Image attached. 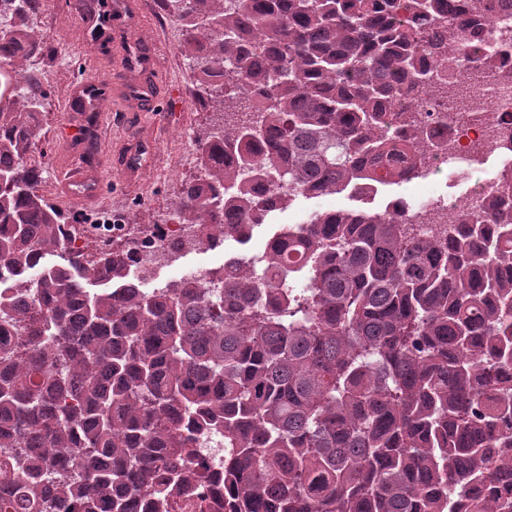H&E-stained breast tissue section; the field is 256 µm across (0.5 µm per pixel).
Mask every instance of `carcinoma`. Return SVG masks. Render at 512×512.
Segmentation results:
<instances>
[{"instance_id":"carcinoma-1","label":"carcinoma","mask_w":512,"mask_h":512,"mask_svg":"<svg viewBox=\"0 0 512 512\" xmlns=\"http://www.w3.org/2000/svg\"><path fill=\"white\" fill-rule=\"evenodd\" d=\"M160 2L216 114L174 214L202 236L177 251L361 193L373 154L424 160L431 103L486 111L427 81L484 61L445 0ZM41 8L0 0V512H215L217 485L222 512H512V219L425 237L403 208L314 212L145 290L135 240L76 251L40 193ZM280 212L281 211L271 212L268 215L265 224L255 227L252 232V237L250 241L247 242L246 244H240L239 242L232 239L225 241L224 257L225 255L226 257L229 255L249 256L252 253L257 252L263 246V243L266 242L268 237L279 227V224L282 223ZM224 257L222 260V264L220 265L221 267H224Z\"/></svg>"}]
</instances>
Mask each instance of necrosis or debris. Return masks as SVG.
<instances>
[{"instance_id": "obj_1", "label": "necrosis or debris", "mask_w": 512, "mask_h": 512, "mask_svg": "<svg viewBox=\"0 0 512 512\" xmlns=\"http://www.w3.org/2000/svg\"><path fill=\"white\" fill-rule=\"evenodd\" d=\"M493 3V21L477 22L464 32L465 38L482 43L487 49L481 71L463 69L452 59L433 69L449 92L470 90L472 102L487 106L483 121L433 128L434 138L440 143L439 170H462L470 175L466 201L461 204L450 200L426 173L408 171L401 182L405 194L423 204L422 210L414 213L413 222L456 224L463 212H479L493 202L502 208L512 207V0ZM492 156L499 160L500 167L490 176L483 162ZM101 224L111 225L113 238L138 239L131 262L145 273L171 262V242L186 238L188 233L187 225L175 223L136 230L125 224L121 212L113 210L87 217L81 233L73 237L75 247H82L84 235L96 232Z\"/></svg>"}]
</instances>
